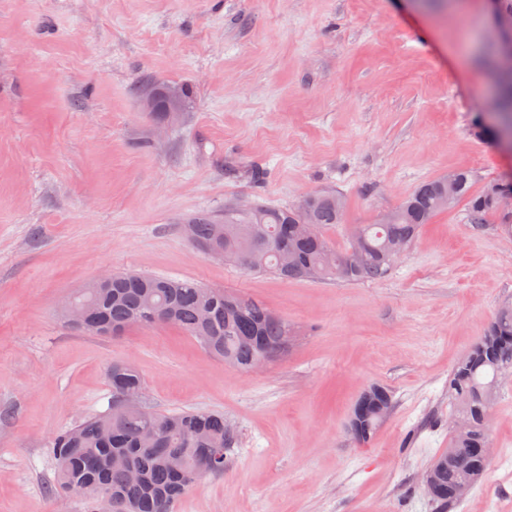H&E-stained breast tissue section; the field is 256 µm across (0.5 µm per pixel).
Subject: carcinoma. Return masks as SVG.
<instances>
[{"label": "carcinoma", "mask_w": 512, "mask_h": 512, "mask_svg": "<svg viewBox=\"0 0 512 512\" xmlns=\"http://www.w3.org/2000/svg\"><path fill=\"white\" fill-rule=\"evenodd\" d=\"M476 65L498 86L493 99L496 127L478 132L498 139L512 133V67L490 42L476 56ZM455 201L468 202V220L483 224L498 216L512 234V215L502 212L483 189L471 193L472 174L452 173ZM448 177L419 184L376 224H357L349 244L336 249L324 235L344 223L343 206L332 193H315L290 209L256 204L249 210L227 207L224 215L200 214L184 229L191 244L246 270L285 280L379 281L416 242L421 227L446 209ZM69 301L90 309L102 334L119 335L131 325H173L196 339L224 364L248 371L254 361L277 359L288 350V322L263 303L224 288H208L190 279L134 272L112 274L92 283ZM512 371V303L499 308L484 336L457 363L448 378L455 424L448 450L434 461L437 491L433 500L449 506L459 500L458 483L476 485L489 461L487 425L496 404L502 375ZM112 390L141 392L145 381L123 362L108 368ZM392 408L391 392L373 385L354 405L350 434L356 444H369ZM230 439L224 416L212 412H158L116 402L108 411L84 416L49 441L57 490H78L87 512H172L176 501L204 474L224 473V448ZM185 459L181 473L170 457Z\"/></svg>", "instance_id": "carcinoma-1"}]
</instances>
